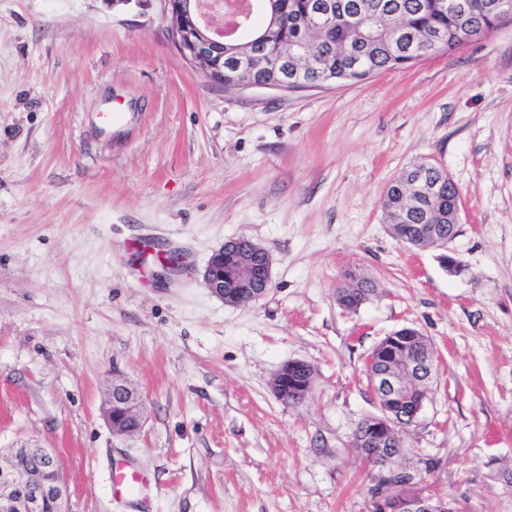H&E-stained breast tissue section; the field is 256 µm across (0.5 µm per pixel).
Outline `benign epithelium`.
<instances>
[{
  "instance_id": "benign-epithelium-1",
  "label": "benign epithelium",
  "mask_w": 512,
  "mask_h": 512,
  "mask_svg": "<svg viewBox=\"0 0 512 512\" xmlns=\"http://www.w3.org/2000/svg\"><path fill=\"white\" fill-rule=\"evenodd\" d=\"M162 20L169 41L190 65L209 72L216 51L241 40L243 27L239 16L224 15L218 21L203 9L200 0H161ZM241 82L238 88L252 89L250 81L253 59L238 56ZM436 184L419 176L409 179L408 192L429 195ZM451 239L442 237L436 224H416L404 237V244L414 248L430 245L447 246ZM236 271L237 282L224 287V267ZM203 281L209 292L227 306H238L265 297L272 287V257L267 249L251 240L230 239L215 249L203 270ZM422 332L402 327L382 338L365 358L370 389L379 414L367 418L366 437L378 446L386 469L382 470L376 487L370 493L373 512H461L455 503L441 494L423 487L420 473L412 475L414 491L400 492L394 474L404 449L391 447L397 426L416 424L424 409L428 384L436 371L434 353L424 346L416 351L405 350ZM313 368L299 360L283 364L272 376L271 388L283 402L292 397L305 400L314 383ZM144 399L126 381L114 379L107 388L104 417L115 437H128L143 426ZM0 456V512H66L63 502L68 486L63 467L51 448L23 444Z\"/></svg>"
}]
</instances>
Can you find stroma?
Returning <instances> with one entry per match:
<instances>
[{
    "label": "stroma",
    "mask_w": 512,
    "mask_h": 512,
    "mask_svg": "<svg viewBox=\"0 0 512 512\" xmlns=\"http://www.w3.org/2000/svg\"><path fill=\"white\" fill-rule=\"evenodd\" d=\"M161 11L0 0V449H54L68 512H370L364 361L407 325L439 359L407 462L462 512H512V26L361 82L226 90ZM420 159L460 189L456 276L382 220ZM236 237L269 250L273 285L233 307L202 270ZM153 243L182 254L175 281ZM291 360L316 373L297 407L270 387ZM115 374L146 404L126 438L101 412ZM117 460L150 474L148 500L113 496Z\"/></svg>",
    "instance_id": "stroma-1"
}]
</instances>
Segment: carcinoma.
<instances>
[{"label":"carcinoma","instance_id":"cac0c4a2","mask_svg":"<svg viewBox=\"0 0 512 512\" xmlns=\"http://www.w3.org/2000/svg\"><path fill=\"white\" fill-rule=\"evenodd\" d=\"M258 5L250 22L253 30L272 27V37L254 47L260 59L286 53L305 68L307 83L331 75L338 81H362L382 69L410 65L409 49L429 56L428 39L438 36L454 52L465 45L467 30L478 23L487 30L501 28L496 13L477 7L481 0H335L338 22L315 36L308 18L319 0H251ZM439 191L420 199L406 194L403 177L388 189L382 208L386 223L448 224L459 188L443 172L431 168Z\"/></svg>","mask_w":512,"mask_h":512}]
</instances>
